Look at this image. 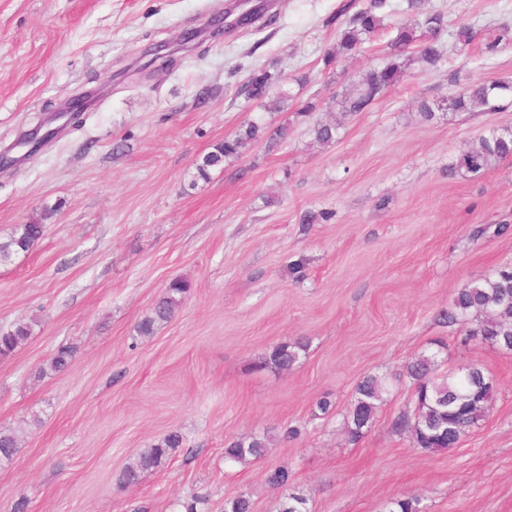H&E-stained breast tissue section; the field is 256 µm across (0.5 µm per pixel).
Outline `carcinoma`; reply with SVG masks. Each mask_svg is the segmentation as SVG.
<instances>
[{"instance_id":"cac0c4a2","label":"carcinoma","mask_w":512,"mask_h":512,"mask_svg":"<svg viewBox=\"0 0 512 512\" xmlns=\"http://www.w3.org/2000/svg\"><path fill=\"white\" fill-rule=\"evenodd\" d=\"M386 0H346L326 25L336 26V47L324 57L329 66L362 52L364 44L383 29V9ZM408 7L415 15L424 17L425 32L416 34L417 25L404 24L396 28V34L387 42L388 62L381 68L372 69L360 76L343 94L338 102L342 113H357L368 109L382 92L395 87L404 74L407 52L416 55L417 61L427 70L438 67L444 49L440 35L447 26L444 15L428 9V0H409ZM275 81L265 69L253 72L242 87L249 100H269V106L281 110L290 99L283 91H274ZM509 86L501 83H475L452 95L448 109L453 112H494L498 110L497 99ZM315 138L321 143L335 141L338 125L319 124L314 129ZM260 127L255 123L224 142L214 146L213 151L202 157L195 166L193 180H206L210 170L223 165L227 158L238 157L250 141L258 139ZM512 156V132L491 131L479 136L462 152L455 169L478 174L495 161ZM45 225L32 221L19 224L5 241H0V265L7 264L20 254L29 253L43 237ZM191 289V283L183 278L169 282L162 297L151 313L141 320L137 331L141 336H151L156 327L173 318ZM479 320L468 330L466 339H478L498 349L512 351V265L505 264L491 274L469 283L453 300V310L448 319L469 320L471 314ZM31 328L19 324L12 330L0 332V356L6 357L23 346ZM303 345L299 341L285 342L272 348L261 361V367L286 370L300 358ZM74 350L68 345L60 346L50 358L49 369L65 371L72 362ZM413 394L414 411L409 415L399 414L392 421L398 433L410 436L413 444L436 454L453 447L460 436L477 426L491 407L496 392L494 379L488 377L478 364L446 372H438V362L433 355H420L406 367ZM384 382L375 377L363 378L355 389V396L347 413V427L352 440L361 436L363 429L372 426L383 403ZM17 431H0V459H9L18 448ZM183 437L177 432L167 434L160 442L138 456L135 464L125 468L121 484L137 483L140 473L155 469L165 463L171 450L181 447ZM269 445L266 434H252L233 440L224 448V457L230 462L261 460ZM250 498L240 494L224 502V512H252ZM277 512H307L306 499L300 494L283 490Z\"/></svg>"}]
</instances>
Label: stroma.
<instances>
[{
  "mask_svg": "<svg viewBox=\"0 0 512 512\" xmlns=\"http://www.w3.org/2000/svg\"><path fill=\"white\" fill-rule=\"evenodd\" d=\"M230 2L0 0V153L93 94L35 155L0 169V240L45 226L0 265V330L31 327L0 357V428L20 435L0 459V512H178L194 497L197 512H224L241 493L253 512H277L267 476L280 466L308 512H387L404 498L418 512H512V352L442 319L467 284L512 264V158L454 169L470 141L512 129V94L494 112L419 111L471 81L512 82V0H429L448 22L439 68L411 65L340 118L332 106L386 64L412 19L407 0H388L363 52L329 67L326 20L341 0H273L250 26L182 45ZM463 25L474 39L462 51ZM262 68L290 93L286 110L241 95ZM335 119V142H316L315 126ZM252 121L263 136L192 181L203 155ZM321 212L330 220L303 223ZM179 277L192 284L180 309L139 336ZM294 340L305 346L294 368L259 369ZM65 343L68 369L42 373ZM423 352L446 368L479 364L497 386L486 419L438 454L391 428L413 408L403 371ZM368 375L387 392L354 441L347 412ZM289 426L299 439L283 441ZM172 431L183 445L165 465L120 486ZM263 432L264 459L225 462L227 441ZM44 224L32 221L19 224L5 241H0V265L7 264L20 254L29 253L43 237Z\"/></svg>",
  "mask_w": 512,
  "mask_h": 512,
  "instance_id": "obj_1",
  "label": "stroma"
}]
</instances>
